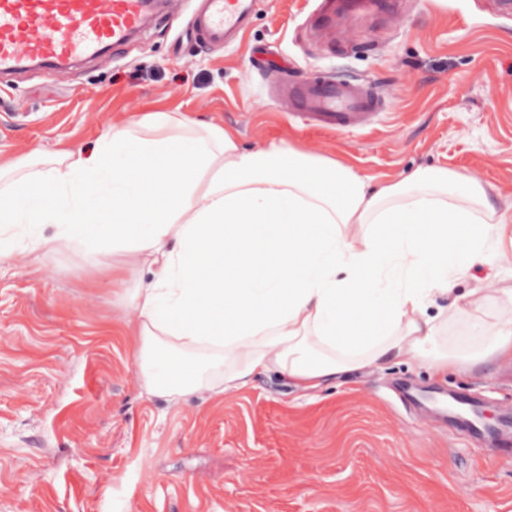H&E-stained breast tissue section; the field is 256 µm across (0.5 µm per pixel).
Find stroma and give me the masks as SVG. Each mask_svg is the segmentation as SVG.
Here are the masks:
<instances>
[{"label": "stroma", "mask_w": 512, "mask_h": 512, "mask_svg": "<svg viewBox=\"0 0 512 512\" xmlns=\"http://www.w3.org/2000/svg\"><path fill=\"white\" fill-rule=\"evenodd\" d=\"M198 0L154 20L110 60L56 78L0 76V158L92 150L153 112L235 130L242 146L288 140L381 182L443 167L483 183L488 223L512 225V11L501 0H390L336 38L308 0H257L243 36H190ZM327 75L376 87L386 114L336 131L288 116L266 84ZM68 248L0 262V512H512V451L438 411L435 400L512 414V365L493 342L494 307L448 317L452 296L512 288V262L476 263L430 296L439 332L425 358L390 357L294 386L278 370L214 399L148 393L121 285Z\"/></svg>", "instance_id": "1"}]
</instances>
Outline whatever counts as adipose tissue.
Masks as SVG:
<instances>
[{
  "mask_svg": "<svg viewBox=\"0 0 512 512\" xmlns=\"http://www.w3.org/2000/svg\"><path fill=\"white\" fill-rule=\"evenodd\" d=\"M485 198L472 174L376 184L284 141L246 148L157 112L89 152L0 164V261L20 247L94 251L106 267L125 255L150 392L220 395L270 369L312 388L423 355L438 333L425 297L491 249Z\"/></svg>",
  "mask_w": 512,
  "mask_h": 512,
  "instance_id": "ef3b65f1",
  "label": "adipose tissue"
}]
</instances>
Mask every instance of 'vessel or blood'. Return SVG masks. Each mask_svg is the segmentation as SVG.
Returning a JSON list of instances; mask_svg holds the SVG:
<instances>
[{"mask_svg": "<svg viewBox=\"0 0 512 512\" xmlns=\"http://www.w3.org/2000/svg\"><path fill=\"white\" fill-rule=\"evenodd\" d=\"M255 0H201L192 28L206 43L221 44L248 23ZM374 0H317L312 24L335 36L351 14ZM154 11L153 0H0V72L39 65L48 73L123 46ZM277 100L293 116L344 131L373 124L381 94L368 85L317 77L288 83L269 75Z\"/></svg>", "mask_w": 512, "mask_h": 512, "instance_id": "vessel-or-blood-1", "label": "vessel or blood"}]
</instances>
